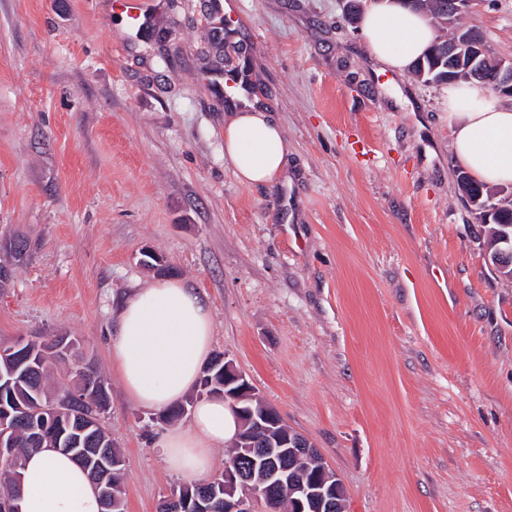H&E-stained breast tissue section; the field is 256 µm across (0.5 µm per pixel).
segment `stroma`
Returning <instances> with one entry per match:
<instances>
[{
    "mask_svg": "<svg viewBox=\"0 0 512 512\" xmlns=\"http://www.w3.org/2000/svg\"><path fill=\"white\" fill-rule=\"evenodd\" d=\"M343 5L234 0L219 37L209 0H162L163 35L124 28L111 0H0V240L31 243L0 288V341L63 333L96 361L126 512L185 482L154 446L171 424L109 359L120 303L159 278L147 247L347 512H512V278L461 199L444 85L374 69ZM463 22L512 58V0H473ZM254 101L288 143L271 186L224 157L231 108Z\"/></svg>",
    "mask_w": 512,
    "mask_h": 512,
    "instance_id": "35a3bbf8",
    "label": "stroma"
}]
</instances>
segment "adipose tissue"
Listing matches in <instances>:
<instances>
[{"mask_svg":"<svg viewBox=\"0 0 512 512\" xmlns=\"http://www.w3.org/2000/svg\"><path fill=\"white\" fill-rule=\"evenodd\" d=\"M359 26L374 62L399 73L410 70L437 36L430 18L402 0H367ZM446 94L456 160L487 186L512 185V105L465 82L448 83ZM224 156L240 181L271 184L286 169L284 131L265 108L232 112L224 124ZM213 332L210 306L186 282L164 279L133 291L116 312L110 338L112 370L130 401L163 410L183 400L201 376ZM239 430L232 408L215 395L197 401L187 427L166 430L154 445L171 470L197 481L209 474L214 450L228 446ZM19 507L20 512H101L81 466L51 448L24 460Z\"/></svg>","mask_w":512,"mask_h":512,"instance_id":"1","label":"adipose tissue"}]
</instances>
